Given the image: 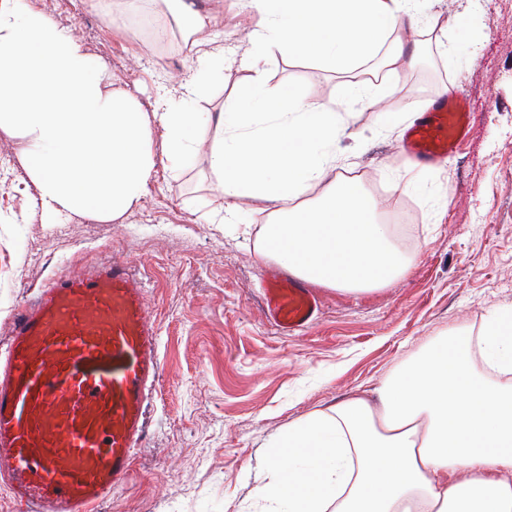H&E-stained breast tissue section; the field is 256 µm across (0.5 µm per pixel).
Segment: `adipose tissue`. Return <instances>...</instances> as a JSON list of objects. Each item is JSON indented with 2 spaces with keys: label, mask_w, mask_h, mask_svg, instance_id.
<instances>
[{
  "label": "adipose tissue",
  "mask_w": 512,
  "mask_h": 512,
  "mask_svg": "<svg viewBox=\"0 0 512 512\" xmlns=\"http://www.w3.org/2000/svg\"><path fill=\"white\" fill-rule=\"evenodd\" d=\"M408 0H245L258 16L242 93L222 112L196 109L224 60H199L180 95L155 113L114 86L32 0H0V133L16 140L43 215L102 223L136 209L161 128L171 171L208 145V172L234 215L238 200L269 215L257 253L309 283L371 292L413 262L389 240L361 187L327 181L348 118L299 89H271L270 49L348 71L380 35L388 66L410 68L402 38L417 20ZM317 199L307 196L317 182ZM268 512H512V315L490 312L479 331L434 338L383 379L335 406L289 422L270 445Z\"/></svg>",
  "instance_id": "1"
}]
</instances>
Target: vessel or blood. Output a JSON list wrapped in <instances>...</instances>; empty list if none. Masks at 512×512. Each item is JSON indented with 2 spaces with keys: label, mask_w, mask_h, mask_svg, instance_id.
<instances>
[{
  "label": "vessel or blood",
  "mask_w": 512,
  "mask_h": 512,
  "mask_svg": "<svg viewBox=\"0 0 512 512\" xmlns=\"http://www.w3.org/2000/svg\"><path fill=\"white\" fill-rule=\"evenodd\" d=\"M469 124L462 98H437L415 114L402 151L421 165L442 164L467 141ZM263 308L284 335L319 311L304 282L277 271ZM157 348L126 264L82 265L16 310L0 353V473L25 512H95L123 483L147 434Z\"/></svg>",
  "instance_id": "obj_1"
}]
</instances>
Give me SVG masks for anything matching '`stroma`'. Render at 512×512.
I'll return each mask as SVG.
<instances>
[{
    "instance_id": "obj_1",
    "label": "stroma",
    "mask_w": 512,
    "mask_h": 512,
    "mask_svg": "<svg viewBox=\"0 0 512 512\" xmlns=\"http://www.w3.org/2000/svg\"><path fill=\"white\" fill-rule=\"evenodd\" d=\"M36 5L75 29L145 111L160 88L179 93L203 51L223 56L224 71L200 111H219L242 88L240 64L257 18L238 0H224V19L204 47L188 42L169 53L142 36L113 37L90 0ZM413 8L419 24L408 41L420 62L381 71L374 107L349 98L346 75L307 59L283 61L276 51L267 58L269 86L296 87L349 113L330 178L355 174L382 218L397 210L414 216L406 239L416 259L407 274L369 293L317 289V324L293 335L280 334L263 312L272 262L255 241L267 216L244 201L239 223H213L221 199L205 158L173 175L154 138L156 173L137 209L114 223L48 224L15 140L0 134V351L14 310L71 258L129 263L158 328L147 436L123 486L98 512H266L267 445L289 421L378 387L431 337L476 331L488 312L512 311V0H415ZM457 14L469 18L461 40L435 26ZM444 87L468 100L469 139L444 165L411 170L397 149L409 115ZM409 173L418 190L390 189L389 176Z\"/></svg>"
}]
</instances>
